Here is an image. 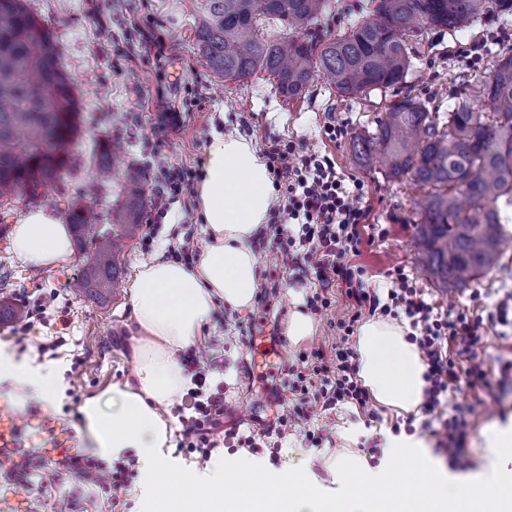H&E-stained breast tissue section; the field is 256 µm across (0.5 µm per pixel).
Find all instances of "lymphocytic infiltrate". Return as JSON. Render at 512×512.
<instances>
[{"label": "lymphocytic infiltrate", "mask_w": 512, "mask_h": 512, "mask_svg": "<svg viewBox=\"0 0 512 512\" xmlns=\"http://www.w3.org/2000/svg\"><path fill=\"white\" fill-rule=\"evenodd\" d=\"M131 29L133 41L113 47L117 60L135 64L166 59L171 44L160 29L136 23ZM187 120V113L173 106L161 92L150 122H143L136 114L125 128L127 137L144 143L146 158L140 170L153 186L144 216L147 231L142 241L147 246L171 204L191 193L195 180L203 176L201 168L163 160L168 138L183 130ZM264 156L274 177L276 202L257 248L262 253H273L283 268L311 283L306 297L311 312L323 313L341 306L342 313L336 320L339 341L330 353L315 349L299 354L283 379L289 397L274 419L243 432L224 427L228 406L223 387L212 392L205 389L208 374L223 369V362L194 353L182 355L180 362L195 386L182 403L186 414L181 418V448L203 465L223 438L235 440L237 447L254 453L262 451L268 439L294 433L317 446L322 439L312 429L314 421L342 403L353 404L367 414L369 421H378V413L369 406V392L358 378L350 343L356 324L366 315L408 319V339L422 352L426 366L425 414L441 412L444 398L460 386L492 390L493 382L479 349L487 328L512 326V304L501 302L484 316L442 310L401 267L388 270L393 286L386 297H379L358 261L371 230L368 212L359 203L361 187H348L347 175L337 170L335 160L326 153H309L273 140L266 144ZM39 469L37 451L29 448L14 461L11 474L23 488L33 487L54 497L56 512H74L76 492L65 487L69 479L101 488L117 507L130 486L134 461L124 457L109 463L92 456L75 462L57 461L38 485H31L29 478Z\"/></svg>", "instance_id": "1"}]
</instances>
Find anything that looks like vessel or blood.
<instances>
[{"label":"vessel or blood","instance_id":"obj_1","mask_svg":"<svg viewBox=\"0 0 512 512\" xmlns=\"http://www.w3.org/2000/svg\"><path fill=\"white\" fill-rule=\"evenodd\" d=\"M34 430L40 433L35 444L45 459L57 461L81 457L79 440L71 428L38 413L19 416L8 402L0 399V469L11 467L13 460L34 444L29 438Z\"/></svg>","mask_w":512,"mask_h":512}]
</instances>
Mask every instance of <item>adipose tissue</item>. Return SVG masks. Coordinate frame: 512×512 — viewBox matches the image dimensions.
<instances>
[{
	"mask_svg": "<svg viewBox=\"0 0 512 512\" xmlns=\"http://www.w3.org/2000/svg\"><path fill=\"white\" fill-rule=\"evenodd\" d=\"M274 200L272 174L252 142L237 131L212 132L203 177L196 186L197 211L205 240L193 266L156 258L142 264L128 287V301L142 333L133 348L135 369L124 382L80 407V432L94 453L117 459L134 452L142 483L141 512H348L346 502L360 500L358 512H505L512 504L511 463L501 451L512 447V424L484 433L491 458L474 478L436 473L424 437L386 429L380 466L355 462L356 480L339 475L335 457L326 467L330 484L303 467L269 468L245 453L225 455L199 468L169 454L174 434L162 410L191 385L177 355L201 335L220 306L250 309L259 288V261L252 241L269 220ZM9 248L29 268L52 270L74 259L71 228L54 210H27L13 226ZM407 322L373 317L356 337L359 376L373 400L395 414L416 411L424 400L422 354L408 339ZM0 385L16 410L29 396L53 404L61 378L52 365H34L8 347H0ZM409 462V491H391L389 464ZM178 480L176 500L163 490Z\"/></svg>",
	"mask_w": 512,
	"mask_h": 512,
	"instance_id": "1",
	"label": "adipose tissue"
}]
</instances>
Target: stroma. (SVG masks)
I'll return each mask as SVG.
<instances>
[{"mask_svg": "<svg viewBox=\"0 0 512 512\" xmlns=\"http://www.w3.org/2000/svg\"><path fill=\"white\" fill-rule=\"evenodd\" d=\"M200 0H129L126 11L115 8L113 0H25L28 9L50 30L71 75L80 101V132L73 147L71 175L57 188L39 197V204L58 213H65L70 202L91 206L100 223H118L123 213L121 186L122 172H114L110 182L96 178L90 149L97 140L111 141L113 126L124 123L129 113H152L156 86L154 65L127 68L107 67L106 55L119 42L130 16L147 23L162 25L173 43L174 51L163 64L165 85L169 96L183 94L185 83L198 81L205 85L207 100L203 108L195 110L185 130L174 133L167 141L165 154L169 163L194 165L204 157L211 129L235 127L257 149H264L268 141L293 142L296 147L316 152H331L336 167L352 176L363 186L360 200L369 211L370 223L384 228V237L364 246L359 258L368 271L373 287L386 291L390 283L389 269L404 267L410 278L426 289L430 297L444 308L482 312L512 292V247L497 266L466 288L442 289L427 279L420 270L418 254L412 246L415 236L417 203L421 190L410 180L389 178L385 168L359 167L352 153V137L371 130L387 111L391 93L378 90L359 98L340 97L323 76H315L305 95L298 99L283 98L272 78L256 71L241 81H226L213 75L196 45L195 19ZM111 15L107 24L98 19ZM471 45L480 46L476 62H467L461 51ZM412 65L404 86L412 94L426 99L433 112L448 109V97L456 86L474 82L489 73L502 55H512V19L503 20L488 13L473 23L467 31L451 33L432 30L421 39L412 41ZM342 123L346 136L329 142L323 132L328 121ZM154 250L145 249L141 239L125 242L118 260L125 273L109 302L100 303L80 294L74 283L84 267L86 257L76 253L72 265L62 270L37 272L15 260L7 241L0 240V306L13 310L22 308L25 298L56 295L57 306L67 309L71 325L65 345L56 354H39L35 345L50 341L51 327L35 324L30 332L33 346L25 349V356L36 364L56 365L61 373H68L73 360H80L82 374L75 381H63L58 396L55 419L78 426V408L86 398L107 391L113 384L128 378L133 369V344L139 329L128 303L127 287L136 269L151 260ZM262 274L278 273L280 298L267 312L260 329L248 330L250 312L237 313L230 320L216 317L197 341L196 348L203 354H218L224 359L223 373L212 374V382H222L224 374L235 377L234 384L224 387L229 406L224 416L225 426L245 421L250 407H257L263 420H271L273 407L262 381H248L238 376L237 367L243 360L254 358L256 352L273 349L270 359L259 362L260 373L283 376L289 362L299 353L322 349L331 351L338 335L334 323L340 308H333L312 317L311 336L293 341L287 335L289 317L304 301V288L295 285L288 270L277 269L273 254L260 255ZM253 335V347H244L241 338ZM476 416L466 427L465 447L458 460H450L439 446V438L431 431L422 430L426 415L422 412L403 416L380 408L383 426L393 425L422 432L433 456L441 466L452 473L473 475L483 470L490 452L483 434L492 424L512 422V379L486 394ZM354 405L337 406L335 414L320 421L318 429L323 437L320 447H313L303 437L291 435L281 440L277 450H263V457L277 461L292 460L307 466L321 483H328L330 474L323 467L325 456L340 451V432L350 424H365ZM0 512H54L53 500L23 489L7 473L0 472Z\"/></svg>", "mask_w": 512, "mask_h": 512, "instance_id": "stroma-1", "label": "stroma"}]
</instances>
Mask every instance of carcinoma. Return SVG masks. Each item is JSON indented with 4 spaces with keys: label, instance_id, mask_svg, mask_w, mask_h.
Here are the masks:
<instances>
[{
    "label": "carcinoma",
    "instance_id": "carcinoma-1",
    "mask_svg": "<svg viewBox=\"0 0 512 512\" xmlns=\"http://www.w3.org/2000/svg\"><path fill=\"white\" fill-rule=\"evenodd\" d=\"M328 0H202L197 47L212 73L236 81L267 71L286 99L301 97L325 73L342 97L402 84L411 66L410 40L426 29L462 31L486 12L512 15V0H369L368 16L349 33L311 39ZM282 31L267 34L266 24ZM80 106L52 37L23 0H0V198L37 195L70 174ZM360 166L386 164L392 178L427 189L415 239L427 277L443 288H466L501 257L504 225L512 221V56L500 58L479 83L432 112L405 94L377 118L375 131L352 144ZM111 148H92L100 178L112 176ZM122 223L112 229L75 202L68 224L87 254L81 293L103 300L121 278L117 253L141 229L145 200L138 169L124 176Z\"/></svg>",
    "mask_w": 512,
    "mask_h": 512
}]
</instances>
